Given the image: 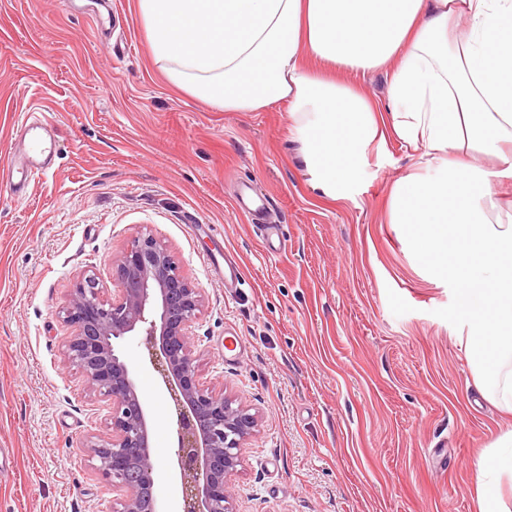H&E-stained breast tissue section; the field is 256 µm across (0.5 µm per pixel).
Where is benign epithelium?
I'll return each instance as SVG.
<instances>
[{"label":"benign epithelium","mask_w":512,"mask_h":512,"mask_svg":"<svg viewBox=\"0 0 512 512\" xmlns=\"http://www.w3.org/2000/svg\"><path fill=\"white\" fill-rule=\"evenodd\" d=\"M112 282L117 288L108 299L97 277L77 278L61 313L70 329L64 361L89 392L112 403L111 433L86 447L99 476L123 492L116 512H162L147 405L119 353L132 335L145 337L174 402L182 512H234L228 480L257 421L198 373L193 324L203 303L200 289L151 234L136 235L112 261Z\"/></svg>","instance_id":"7a95c632"}]
</instances>
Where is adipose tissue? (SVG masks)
<instances>
[{
  "label": "adipose tissue",
  "mask_w": 512,
  "mask_h": 512,
  "mask_svg": "<svg viewBox=\"0 0 512 512\" xmlns=\"http://www.w3.org/2000/svg\"><path fill=\"white\" fill-rule=\"evenodd\" d=\"M153 59L193 98L227 112L287 104L313 188L332 200L393 130L423 146L434 178L391 191V221L462 308L458 341L476 389L512 413V213L490 216L491 181L512 177V0H137ZM388 70L385 103L307 67ZM497 166L466 163L470 154ZM512 429L477 465L478 512H512Z\"/></svg>",
  "instance_id": "ef3b65f1"
}]
</instances>
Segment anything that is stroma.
Here are the masks:
<instances>
[{
	"label": "stroma",
	"instance_id": "35a3bbf8",
	"mask_svg": "<svg viewBox=\"0 0 512 512\" xmlns=\"http://www.w3.org/2000/svg\"><path fill=\"white\" fill-rule=\"evenodd\" d=\"M0 0V167L19 113L60 140L18 194L0 186V512H110L86 442L112 406L63 361L80 275L112 294V260L154 235L203 295L199 374L258 422L230 478L235 512H476L477 457L512 426L472 385L447 279L390 221L424 174L395 133L347 199L311 188L286 105L224 112L155 63L136 0ZM265 204L252 223L241 204ZM232 252L242 278L212 272ZM148 407L157 493L179 512L173 403L143 337L122 342Z\"/></svg>",
	"mask_w": 512,
	"mask_h": 512
}]
</instances>
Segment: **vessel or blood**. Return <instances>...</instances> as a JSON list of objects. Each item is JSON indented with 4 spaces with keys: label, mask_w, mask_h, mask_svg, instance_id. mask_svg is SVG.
Wrapping results in <instances>:
<instances>
[{
    "label": "vessel or blood",
    "mask_w": 512,
    "mask_h": 512,
    "mask_svg": "<svg viewBox=\"0 0 512 512\" xmlns=\"http://www.w3.org/2000/svg\"><path fill=\"white\" fill-rule=\"evenodd\" d=\"M18 128V159L6 168L0 169V179L21 193L26 190L36 173L48 168L60 145L47 124L25 118L19 122Z\"/></svg>",
    "instance_id": "obj_1"
}]
</instances>
